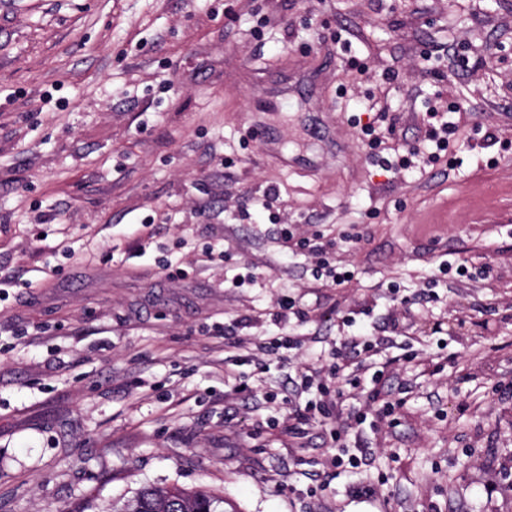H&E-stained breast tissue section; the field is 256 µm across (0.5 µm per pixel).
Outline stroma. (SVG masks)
<instances>
[{
	"label": "stroma",
	"mask_w": 512,
	"mask_h": 512,
	"mask_svg": "<svg viewBox=\"0 0 512 512\" xmlns=\"http://www.w3.org/2000/svg\"><path fill=\"white\" fill-rule=\"evenodd\" d=\"M371 103L408 146L457 105L459 140L386 173L354 125ZM271 185L283 209L257 205ZM284 224L354 279L317 287ZM449 253L468 276L428 285ZM1 282L0 512L148 485L225 512H512V0H0ZM396 319L438 370L391 365L373 462L330 466L318 422L289 447L297 368ZM284 332L302 349L233 366L228 340Z\"/></svg>",
	"instance_id": "35a3bbf8"
}]
</instances>
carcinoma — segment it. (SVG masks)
<instances>
[{"instance_id":"1","label":"carcinoma","mask_w":512,"mask_h":512,"mask_svg":"<svg viewBox=\"0 0 512 512\" xmlns=\"http://www.w3.org/2000/svg\"><path fill=\"white\" fill-rule=\"evenodd\" d=\"M224 503L202 491H184L176 487H145L127 499L113 512H220Z\"/></svg>"}]
</instances>
